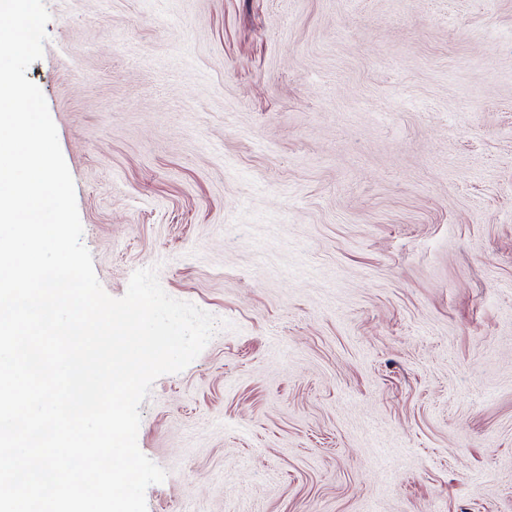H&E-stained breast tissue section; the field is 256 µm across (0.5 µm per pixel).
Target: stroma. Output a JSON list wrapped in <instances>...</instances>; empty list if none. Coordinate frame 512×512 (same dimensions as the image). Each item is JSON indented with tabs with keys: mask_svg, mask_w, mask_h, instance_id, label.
I'll return each mask as SVG.
<instances>
[{
	"mask_svg": "<svg viewBox=\"0 0 512 512\" xmlns=\"http://www.w3.org/2000/svg\"><path fill=\"white\" fill-rule=\"evenodd\" d=\"M105 292L225 323L147 512H512V0H44Z\"/></svg>",
	"mask_w": 512,
	"mask_h": 512,
	"instance_id": "stroma-1",
	"label": "stroma"
}]
</instances>
